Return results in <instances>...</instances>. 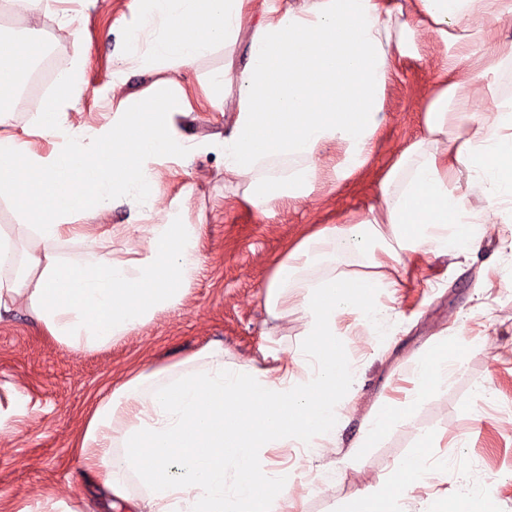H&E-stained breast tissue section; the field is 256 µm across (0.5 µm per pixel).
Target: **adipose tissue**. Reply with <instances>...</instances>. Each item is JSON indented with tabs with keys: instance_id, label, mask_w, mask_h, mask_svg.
<instances>
[{
	"instance_id": "1",
	"label": "adipose tissue",
	"mask_w": 512,
	"mask_h": 512,
	"mask_svg": "<svg viewBox=\"0 0 512 512\" xmlns=\"http://www.w3.org/2000/svg\"><path fill=\"white\" fill-rule=\"evenodd\" d=\"M476 27L512 23V0H275L254 11L252 0H144L137 28L119 69L143 71L184 66L216 48L245 46L242 67L225 66L209 83L208 103L224 107L236 93L234 126L225 136L224 173L247 181L245 199L262 209L280 200L305 199L315 177L309 159L329 145L342 149L343 175L367 160L384 122L383 95L396 58L410 49L409 33L421 26L447 36L452 20ZM37 41L0 38V91L18 62H34ZM439 71L443 87L426 109L427 136L403 160L416 165L407 181L399 167L386 176L381 203L355 225L329 224L306 238L276 265L267 300L302 314L311 346L293 364L258 374L224 361V349L199 354L203 365L173 381L147 386L131 374L97 401L79 442L86 469L102 475L117 498H126V475L144 490L138 512H283L289 489L278 471L258 460L262 448H303L316 454L339 419L336 387L344 380L336 359V312L360 321L385 312L375 301L380 279L341 274L321 280L297 303L288 288L299 272L327 261L335 247L362 237L378 267L399 261L406 249L441 254L473 244L480 214L448 187L455 168H465L489 206L512 197V103L476 88L480 110H455L463 83ZM82 65L61 73L55 92L21 133L0 136V199L21 217L15 236L0 233V320L26 302L57 342L93 351L145 325L153 311L177 303L197 267V229L167 220L141 228L146 246L120 259L103 236L88 235V259L60 253L74 219L94 225L114 206L140 217L153 198L154 163L188 157L193 145L179 137L175 117L187 112L180 86L160 84L145 99L120 94L105 124L75 126L67 109L81 89ZM471 131L455 152L442 149L449 128ZM49 142L40 153L36 140ZM296 160L285 178L259 177L272 159ZM123 452L114 455L112 447ZM184 464L172 477L171 460ZM397 488L375 487L367 512H389L423 478L442 472L418 452L398 465Z\"/></svg>"
}]
</instances>
